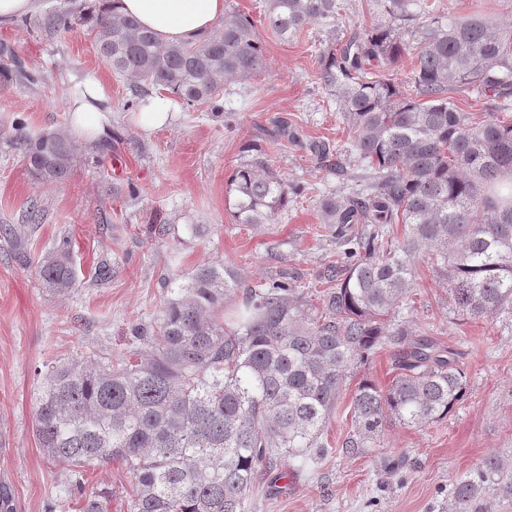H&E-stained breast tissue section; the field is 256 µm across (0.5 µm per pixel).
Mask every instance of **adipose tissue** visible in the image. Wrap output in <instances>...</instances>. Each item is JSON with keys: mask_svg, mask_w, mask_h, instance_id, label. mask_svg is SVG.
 Instances as JSON below:
<instances>
[{"mask_svg": "<svg viewBox=\"0 0 512 512\" xmlns=\"http://www.w3.org/2000/svg\"><path fill=\"white\" fill-rule=\"evenodd\" d=\"M116 13L135 17L161 43H188L208 35L224 15V0H107ZM74 134L88 142L112 136V111L98 78L76 85L69 99Z\"/></svg>", "mask_w": 512, "mask_h": 512, "instance_id": "1", "label": "adipose tissue"}]
</instances>
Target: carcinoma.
<instances>
[{"label": "carcinoma", "mask_w": 512, "mask_h": 512, "mask_svg": "<svg viewBox=\"0 0 512 512\" xmlns=\"http://www.w3.org/2000/svg\"><path fill=\"white\" fill-rule=\"evenodd\" d=\"M386 22L348 38L336 29L340 0H267L266 30L292 40L314 23L328 27L317 55L319 80L353 132L350 153L368 171L361 195L330 198L323 221L338 250L317 302L288 274L250 291L224 324V300L238 287L226 268L197 266L155 324L135 330L129 354L51 360L36 371L35 436L49 460L74 474L78 512H111L112 490L83 494L84 468L119 461L133 479L128 512H244L267 464L287 452H326L322 430L350 370L392 348L395 379L385 389L358 383L352 433L358 453L390 421L440 422L466 393L454 353L429 337L408 342L390 330L411 299L416 263L448 277L455 311L512 319V25L480 13L458 15L430 0H375ZM416 23L411 39L401 29ZM93 33L96 54L134 87H159L188 107L211 105L224 83L263 65V38L229 13L194 43L162 44L135 18L98 0L80 11L46 14L42 25ZM412 54V90L375 67ZM464 86L490 99L491 112L451 100ZM29 173L43 184L65 179L74 146L63 132L23 137ZM238 224H270L300 187L264 161L229 176ZM403 225L401 236L392 225ZM44 287L59 294L77 274L64 245L40 261ZM490 457L460 479L458 504L493 512Z\"/></svg>", "instance_id": "carcinoma-1"}]
</instances>
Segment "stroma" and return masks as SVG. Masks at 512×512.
Returning a JSON list of instances; mask_svg holds the SVG:
<instances>
[{
	"instance_id": "35a3bbf8",
	"label": "stroma",
	"mask_w": 512,
	"mask_h": 512,
	"mask_svg": "<svg viewBox=\"0 0 512 512\" xmlns=\"http://www.w3.org/2000/svg\"><path fill=\"white\" fill-rule=\"evenodd\" d=\"M73 0H33L31 22L0 24V64L21 58L36 81H0V512H54L66 501L70 471L52 464L34 435L36 369L52 359L107 352L121 358L132 329L157 320L174 289L208 262L232 269L242 287L286 271L311 292L336 245L321 203L358 191L347 150L351 135L318 80L320 25L290 41L265 35L264 68L231 81L220 111L170 103L168 123L144 130L137 117L158 88L134 90L93 49L85 26L49 37L33 20ZM104 85L112 108V138L74 140L71 172L45 185L28 172L14 146L22 135L70 131L67 98L85 76ZM260 143L287 182L301 184L274 221L235 223L228 177ZM38 207L39 223L27 221ZM70 241L78 280L56 295L40 283L38 260ZM109 269L101 278V269ZM404 326L452 350L466 373V394L442 422L396 423L362 455L338 445L351 432V402L365 378L378 387L396 371L390 350L354 369L323 436L327 455L280 456L246 500L245 512H443L457 481L490 456L512 463V326L454 313L448 280L427 261L416 267V289ZM84 491L112 490V512H127L132 481L124 465L87 467Z\"/></svg>"
}]
</instances>
